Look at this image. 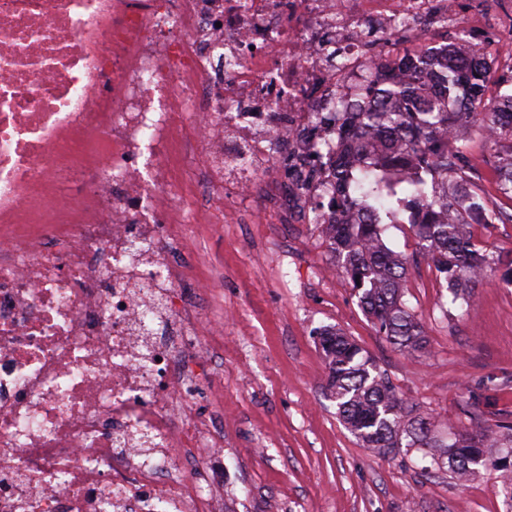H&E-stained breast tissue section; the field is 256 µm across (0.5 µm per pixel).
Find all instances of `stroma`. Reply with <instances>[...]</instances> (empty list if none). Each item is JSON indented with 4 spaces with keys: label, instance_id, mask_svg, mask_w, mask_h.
Instances as JSON below:
<instances>
[{
    "label": "stroma",
    "instance_id": "stroma-1",
    "mask_svg": "<svg viewBox=\"0 0 512 512\" xmlns=\"http://www.w3.org/2000/svg\"><path fill=\"white\" fill-rule=\"evenodd\" d=\"M255 207L256 223L199 228L224 271V512H507L495 473L455 484L416 450L363 448L329 398L316 332L353 337L439 430L475 432L512 423V285L489 277L470 310L441 311L439 273L418 259L408 225H389L387 246L417 260L404 299L428 336L425 351L407 353L375 331L341 274L316 280L319 265L335 262L318 227L293 230L297 267L284 280L262 272L277 259L281 227L268 223L263 197Z\"/></svg>",
    "mask_w": 512,
    "mask_h": 512
}]
</instances>
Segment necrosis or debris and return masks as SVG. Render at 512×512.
<instances>
[{
	"label": "necrosis or debris",
	"mask_w": 512,
	"mask_h": 512,
	"mask_svg": "<svg viewBox=\"0 0 512 512\" xmlns=\"http://www.w3.org/2000/svg\"><path fill=\"white\" fill-rule=\"evenodd\" d=\"M436 32L512 68L482 0H0V512H217L197 227L252 223L259 186L322 223L319 144Z\"/></svg>",
	"instance_id": "necrosis-or-debris-1"
}]
</instances>
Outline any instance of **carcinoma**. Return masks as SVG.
<instances>
[{
  "instance_id": "1",
  "label": "carcinoma",
  "mask_w": 512,
  "mask_h": 512,
  "mask_svg": "<svg viewBox=\"0 0 512 512\" xmlns=\"http://www.w3.org/2000/svg\"><path fill=\"white\" fill-rule=\"evenodd\" d=\"M428 66L425 55L408 57L401 78L391 65H378L364 88L366 108L350 116L336 144V190L329 200L340 273L377 332L410 352L424 350L427 335L404 300L409 261L388 248L385 225L406 216L420 249L444 275L451 304L470 306L474 288L500 262L471 233L473 218L492 224L506 211L468 193L461 161L473 128L486 127L490 114L496 118L490 139L512 143V75L487 97L483 48L464 56L448 50L435 71ZM497 168L501 193L512 200V153ZM317 338L337 414L364 447L384 456L416 448L459 484L494 471L512 501V466L501 463L512 453L511 424L451 432L445 441L352 338L334 328L321 329Z\"/></svg>"
}]
</instances>
